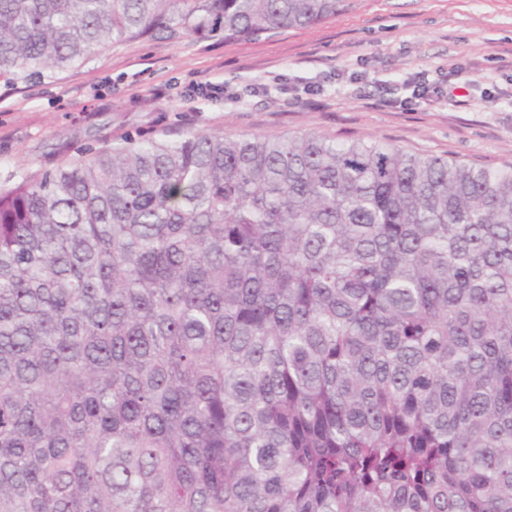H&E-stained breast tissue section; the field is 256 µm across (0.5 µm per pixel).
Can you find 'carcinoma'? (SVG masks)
Segmentation results:
<instances>
[{"mask_svg": "<svg viewBox=\"0 0 512 512\" xmlns=\"http://www.w3.org/2000/svg\"><path fill=\"white\" fill-rule=\"evenodd\" d=\"M353 0H0V79ZM0 512H512V163L140 135L0 191Z\"/></svg>", "mask_w": 512, "mask_h": 512, "instance_id": "obj_1", "label": "carcinoma"}]
</instances>
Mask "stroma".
Returning a JSON list of instances; mask_svg holds the SVG:
<instances>
[{"mask_svg": "<svg viewBox=\"0 0 512 512\" xmlns=\"http://www.w3.org/2000/svg\"><path fill=\"white\" fill-rule=\"evenodd\" d=\"M316 132L512 162V0H356L248 39H127L53 79L0 80V189L140 134Z\"/></svg>", "mask_w": 512, "mask_h": 512, "instance_id": "obj_1", "label": "stroma"}]
</instances>
